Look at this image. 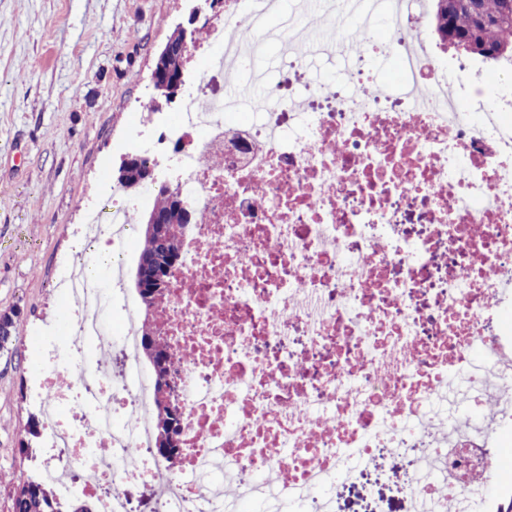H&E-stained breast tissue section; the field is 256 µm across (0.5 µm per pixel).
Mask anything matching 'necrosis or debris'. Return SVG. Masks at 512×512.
<instances>
[{
  "label": "necrosis or debris",
  "instance_id": "obj_1",
  "mask_svg": "<svg viewBox=\"0 0 512 512\" xmlns=\"http://www.w3.org/2000/svg\"><path fill=\"white\" fill-rule=\"evenodd\" d=\"M384 42L355 39L323 0L266 25L263 0H225L192 54L202 61L176 120L130 147L173 176L192 211L156 327L181 397L178 469L155 449L156 378L141 357L142 296L127 288L138 202L87 208L77 251L52 288L71 310L63 342L40 336L29 401L41 413L39 474L60 505L94 512H332L380 448L409 469L412 512H497L512 493L491 446L512 424V90L449 92L427 46V0H378ZM286 62L258 72L265 44ZM319 56L342 57L333 82ZM399 63L389 84L379 57ZM246 109V121L231 120ZM423 212L432 234L396 217ZM453 262L439 273L432 241ZM112 261L88 276L86 257ZM494 413L472 417L486 400Z\"/></svg>",
  "mask_w": 512,
  "mask_h": 512
}]
</instances>
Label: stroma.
<instances>
[{"label":"stroma","mask_w":512,"mask_h":512,"mask_svg":"<svg viewBox=\"0 0 512 512\" xmlns=\"http://www.w3.org/2000/svg\"><path fill=\"white\" fill-rule=\"evenodd\" d=\"M191 0H0V316L18 327L0 350V512L38 449L20 454L35 416L30 338L62 335L49 284L71 254L87 206L117 184L134 123L153 130L151 73ZM404 460L380 452L335 512H410Z\"/></svg>","instance_id":"1"}]
</instances>
